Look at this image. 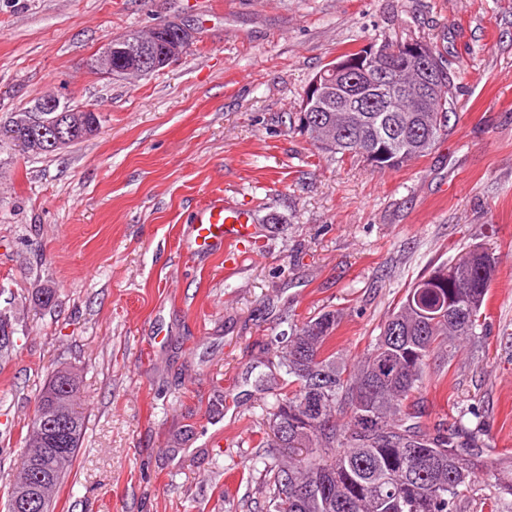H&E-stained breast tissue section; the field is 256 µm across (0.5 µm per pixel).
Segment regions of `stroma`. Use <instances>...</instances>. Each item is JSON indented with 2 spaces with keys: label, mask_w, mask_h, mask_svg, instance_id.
I'll use <instances>...</instances> for the list:
<instances>
[{
  "label": "stroma",
  "mask_w": 512,
  "mask_h": 512,
  "mask_svg": "<svg viewBox=\"0 0 512 512\" xmlns=\"http://www.w3.org/2000/svg\"><path fill=\"white\" fill-rule=\"evenodd\" d=\"M168 20L196 40L165 70L90 68ZM410 39L466 72L427 155L378 172L291 129L336 56ZM51 91L101 125L46 156L0 145V504L41 388L71 369L85 436L53 512H266L275 397L256 384L284 378L278 337L335 309L356 363L408 288L473 246L496 261L488 328L430 360L422 425H483L488 467L512 458V0H0V124ZM215 194L259 220L231 269L187 249Z\"/></svg>",
  "instance_id": "obj_1"
}]
</instances>
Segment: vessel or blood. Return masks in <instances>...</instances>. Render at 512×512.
I'll use <instances>...</instances> for the list:
<instances>
[{
    "instance_id": "obj_1",
    "label": "vessel or blood",
    "mask_w": 512,
    "mask_h": 512,
    "mask_svg": "<svg viewBox=\"0 0 512 512\" xmlns=\"http://www.w3.org/2000/svg\"><path fill=\"white\" fill-rule=\"evenodd\" d=\"M190 252L211 254L252 240L255 226L251 211L221 195L212 196L193 215Z\"/></svg>"
}]
</instances>
